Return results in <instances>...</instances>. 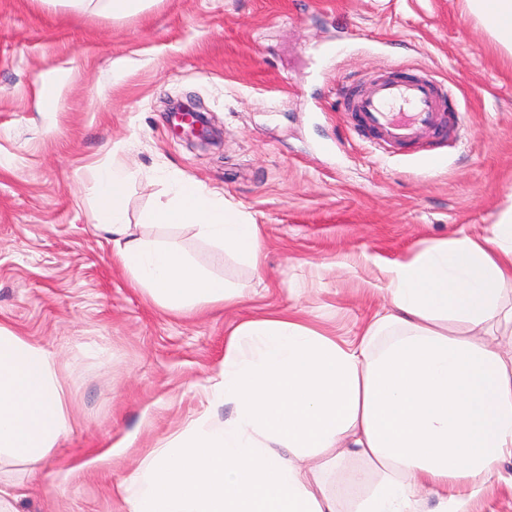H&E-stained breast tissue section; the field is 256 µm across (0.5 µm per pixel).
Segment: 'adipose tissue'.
Listing matches in <instances>:
<instances>
[{
  "label": "adipose tissue",
  "instance_id": "adipose-tissue-1",
  "mask_svg": "<svg viewBox=\"0 0 512 512\" xmlns=\"http://www.w3.org/2000/svg\"><path fill=\"white\" fill-rule=\"evenodd\" d=\"M470 14L512 53V0H466ZM165 197L148 224L192 227L224 255L258 269L261 228L201 182L157 171ZM131 174L95 173L97 227L132 284L171 310L228 306L238 297L177 248L134 238ZM388 304L353 340L293 317L254 319L224 344L204 388L208 410L152 450L125 487L127 512H335L305 481L301 461L333 465L354 449L372 491L355 512H422L417 491L475 483L512 457V359L486 340L512 324V208L483 234L427 244L378 266ZM223 404L224 424L210 422ZM56 358L0 324V462L37 467L73 429Z\"/></svg>",
  "mask_w": 512,
  "mask_h": 512
}]
</instances>
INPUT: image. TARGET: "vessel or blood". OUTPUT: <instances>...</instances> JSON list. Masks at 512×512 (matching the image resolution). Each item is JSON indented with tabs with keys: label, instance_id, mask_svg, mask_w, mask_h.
<instances>
[{
	"label": "vessel or blood",
	"instance_id": "b4317fda",
	"mask_svg": "<svg viewBox=\"0 0 512 512\" xmlns=\"http://www.w3.org/2000/svg\"><path fill=\"white\" fill-rule=\"evenodd\" d=\"M343 100L359 124L388 145L443 139L457 131L456 119L446 112L438 85L430 77L381 76L358 93L344 94Z\"/></svg>",
	"mask_w": 512,
	"mask_h": 512
}]
</instances>
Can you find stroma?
<instances>
[{"label":"stroma","mask_w":512,"mask_h":512,"mask_svg":"<svg viewBox=\"0 0 512 512\" xmlns=\"http://www.w3.org/2000/svg\"><path fill=\"white\" fill-rule=\"evenodd\" d=\"M397 66L434 74L459 115L436 166L419 145L380 149L342 108L343 91ZM179 101L219 144L189 145ZM114 161L135 173L134 233L232 279L238 305L173 312L132 286L94 227L93 170ZM158 169L253 217L260 271L215 261L192 228L145 225ZM511 207L512 57L465 0H151L117 18L0 0V324L58 359L74 413L15 512H127L117 485L205 410L237 325L287 312L352 338L384 303L378 262L480 234ZM322 464L302 472L354 512L366 462ZM477 489L467 512H512V458Z\"/></svg>","instance_id":"1"}]
</instances>
